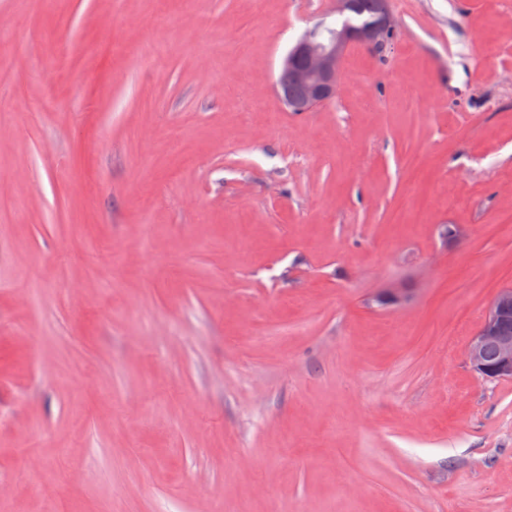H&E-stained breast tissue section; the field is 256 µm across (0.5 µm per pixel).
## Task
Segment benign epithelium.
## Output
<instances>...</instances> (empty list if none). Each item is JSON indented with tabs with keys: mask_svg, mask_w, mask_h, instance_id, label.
Wrapping results in <instances>:
<instances>
[{
	"mask_svg": "<svg viewBox=\"0 0 512 512\" xmlns=\"http://www.w3.org/2000/svg\"><path fill=\"white\" fill-rule=\"evenodd\" d=\"M336 13L344 23L330 31L320 21L307 30L288 50L282 62L283 77L277 81L279 102L290 112H307L336 97L340 82L341 60L346 47L360 44L381 51L383 36L393 31L388 0H379L376 16L370 20L353 15L355 0H336ZM300 89L294 96L288 83ZM512 287L498 290L479 329L471 338L466 363L487 380L512 379ZM492 343L498 351L495 363L486 362L484 349Z\"/></svg>",
	"mask_w": 512,
	"mask_h": 512,
	"instance_id": "1",
	"label": "benign epithelium"
}]
</instances>
